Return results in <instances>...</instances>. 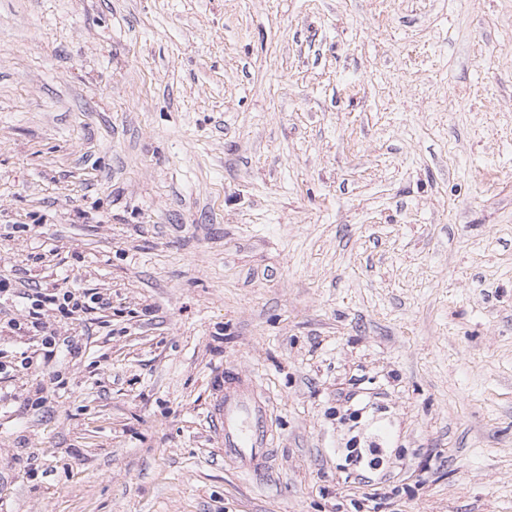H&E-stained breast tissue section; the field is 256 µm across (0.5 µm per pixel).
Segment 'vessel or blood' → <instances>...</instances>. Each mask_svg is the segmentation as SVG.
Listing matches in <instances>:
<instances>
[{"label": "vessel or blood", "mask_w": 512, "mask_h": 512, "mask_svg": "<svg viewBox=\"0 0 512 512\" xmlns=\"http://www.w3.org/2000/svg\"><path fill=\"white\" fill-rule=\"evenodd\" d=\"M212 387L210 420L225 461L253 477L264 476L274 440L266 396L251 378L230 368L215 377Z\"/></svg>", "instance_id": "vessel-or-blood-1"}]
</instances>
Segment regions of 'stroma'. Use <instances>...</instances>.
<instances>
[{
    "instance_id": "1",
    "label": "stroma",
    "mask_w": 512,
    "mask_h": 512,
    "mask_svg": "<svg viewBox=\"0 0 512 512\" xmlns=\"http://www.w3.org/2000/svg\"><path fill=\"white\" fill-rule=\"evenodd\" d=\"M1 224L0 512H512V0H0ZM78 295L68 288H40L26 299L28 305L19 318H10L5 328L12 333H24L25 336L36 338L37 346L45 355L52 357L60 351H66L72 357L79 354L80 348L73 340L68 338L57 339L48 331L45 313L49 310L57 311L67 319L83 321L87 314L95 311L111 309L112 302L109 297L95 288H84ZM212 387L215 398L209 417L224 460L253 477L264 476L275 436L266 396L251 378L230 368L214 378Z\"/></svg>"
}]
</instances>
